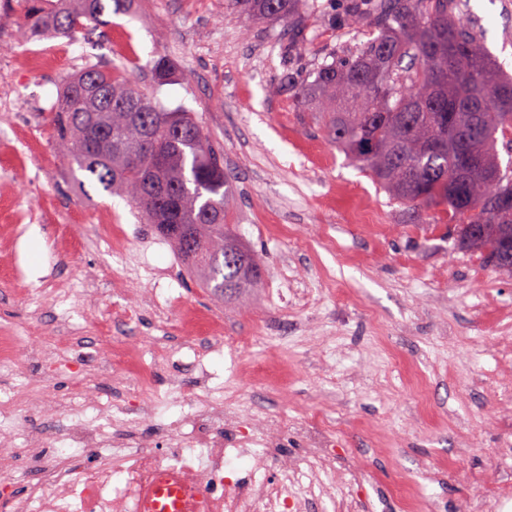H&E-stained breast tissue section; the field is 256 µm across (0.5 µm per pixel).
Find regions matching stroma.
Wrapping results in <instances>:
<instances>
[{
    "label": "stroma",
    "instance_id": "1",
    "mask_svg": "<svg viewBox=\"0 0 512 512\" xmlns=\"http://www.w3.org/2000/svg\"><path fill=\"white\" fill-rule=\"evenodd\" d=\"M302 40L286 25L244 22L228 0H135L103 34L47 38L55 69L36 72L22 0L0 5V337L41 360L0 364V437L25 483L0 480V512L36 483L42 443L66 405L87 427L129 387L110 369L111 346L156 369L129 415L143 435L191 401L227 400L245 422L280 410L284 458H312L299 423L325 426L350 512H512V276L454 248L442 208H406L329 140L316 113L279 91L284 72L308 78L356 55L374 27L343 19L349 0H312ZM468 26L512 73V0H463ZM175 64L156 88L170 109L196 113L224 152L227 223L263 262L257 287L220 301L202 288L154 225L122 198L79 186L50 114L64 80L87 64L126 65L146 88L150 61ZM154 87V86H153ZM114 231L106 233L103 222ZM80 247H72V240ZM230 347L197 365L201 319Z\"/></svg>",
    "mask_w": 512,
    "mask_h": 512
}]
</instances>
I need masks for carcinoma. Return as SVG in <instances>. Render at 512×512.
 Listing matches in <instances>:
<instances>
[{
	"label": "carcinoma",
	"instance_id": "obj_1",
	"mask_svg": "<svg viewBox=\"0 0 512 512\" xmlns=\"http://www.w3.org/2000/svg\"><path fill=\"white\" fill-rule=\"evenodd\" d=\"M29 41L70 38L110 24L133 0H27ZM237 15L293 24L305 0H232ZM372 15L377 35L313 79L289 74L280 88L318 113L330 141L388 195L411 207H446L455 246L493 262L492 244L512 245V172L499 174L498 134L512 123V76L460 17V0H355L348 24ZM151 61L153 82L173 75ZM70 165L97 188L136 206L218 298L252 288L260 259L225 223L224 154L197 116L160 106L121 67L89 65L69 77L52 112Z\"/></svg>",
	"mask_w": 512,
	"mask_h": 512
}]
</instances>
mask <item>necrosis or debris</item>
Instances as JSON below:
<instances>
[{
	"instance_id": "necrosis-or-debris-1",
	"label": "necrosis or debris",
	"mask_w": 512,
	"mask_h": 512,
	"mask_svg": "<svg viewBox=\"0 0 512 512\" xmlns=\"http://www.w3.org/2000/svg\"><path fill=\"white\" fill-rule=\"evenodd\" d=\"M126 405L110 414L107 434H88L66 424L58 434L76 448H115L112 460L81 465L71 457L55 458L43 468L41 481L12 512H135L141 489L159 475L176 472L208 500L209 512H306L304 490L293 470L269 439L287 427L286 416L268 417L266 434L243 433L236 408L210 402L191 412L183 428L168 431L167 449L130 429ZM250 454L245 475L228 480L229 460Z\"/></svg>"
}]
</instances>
